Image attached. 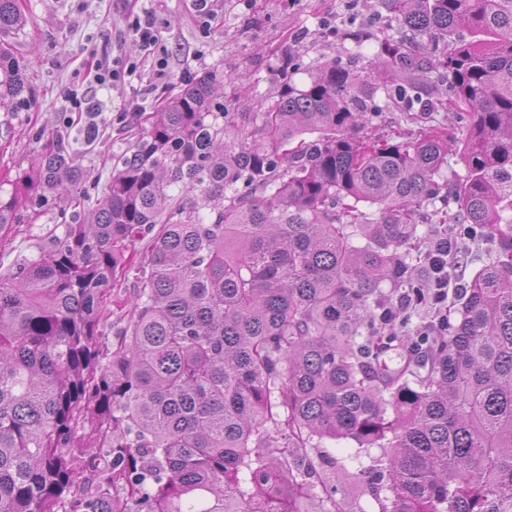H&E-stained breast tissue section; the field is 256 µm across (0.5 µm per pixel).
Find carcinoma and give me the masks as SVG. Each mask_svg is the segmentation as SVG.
Wrapping results in <instances>:
<instances>
[{
  "instance_id": "obj_1",
  "label": "carcinoma",
  "mask_w": 512,
  "mask_h": 512,
  "mask_svg": "<svg viewBox=\"0 0 512 512\" xmlns=\"http://www.w3.org/2000/svg\"><path fill=\"white\" fill-rule=\"evenodd\" d=\"M378 2L402 31L370 73L326 61L238 119L207 72L144 117L100 197L59 141L24 193L0 184L1 241L25 206L83 207L0 274V512H309L317 495L345 512L300 453L315 439L369 455L349 480L381 512H512V0ZM24 25L0 0V35ZM380 90L411 120L453 108L463 137L366 134ZM28 95L0 44V99ZM455 152L467 174L443 195ZM422 224L491 248L448 297L446 336L396 327L430 281L409 252Z\"/></svg>"
}]
</instances>
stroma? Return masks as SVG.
Instances as JSON below:
<instances>
[{
	"mask_svg": "<svg viewBox=\"0 0 512 512\" xmlns=\"http://www.w3.org/2000/svg\"><path fill=\"white\" fill-rule=\"evenodd\" d=\"M27 24L21 32L4 34V43L27 67L31 107L11 112L0 108V182L22 183L47 139L57 136L75 150L88 174L91 195L103 194L112 175V156L127 148L137 130L139 108L150 105L164 89L183 86L203 73L223 74L218 93L228 112L267 110L277 100L283 79L284 56L295 66L289 71L297 85L310 80L313 67L336 60L367 73L384 56L383 40L398 36V20L382 12L376 0H214V16L200 25L195 0H21ZM152 10L162 26L169 50L168 77L159 81L153 60L144 58L139 44L125 32L128 11ZM360 28L362 43L346 39L349 27ZM110 56L140 64L137 78L115 81L98 91L97 111L81 123L63 109L65 92L84 94L89 87L87 64ZM133 112L119 117L125 104ZM76 216L66 200H56L33 219L17 225L0 243V272L23 258L36 256L49 234H63ZM307 456L320 462L324 481L356 512H380L381 505L345 480L356 471L364 454L352 443L310 448ZM334 457L338 466H323Z\"/></svg>",
	"mask_w": 512,
	"mask_h": 512,
	"instance_id": "1",
	"label": "stroma"
}]
</instances>
